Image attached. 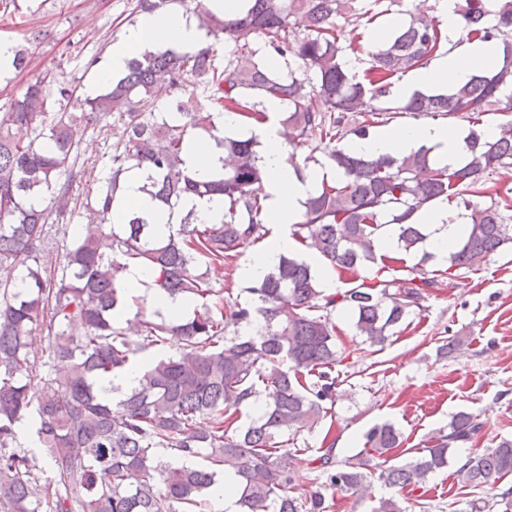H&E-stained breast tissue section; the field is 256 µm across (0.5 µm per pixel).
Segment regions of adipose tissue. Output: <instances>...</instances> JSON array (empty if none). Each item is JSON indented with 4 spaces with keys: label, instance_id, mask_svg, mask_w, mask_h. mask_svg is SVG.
<instances>
[{
    "label": "adipose tissue",
    "instance_id": "ef3b65f1",
    "mask_svg": "<svg viewBox=\"0 0 512 512\" xmlns=\"http://www.w3.org/2000/svg\"><path fill=\"white\" fill-rule=\"evenodd\" d=\"M201 36L198 23L193 17L169 11L142 15L135 24L125 28L120 39L113 44L99 82L87 86L86 96H97L102 83L120 77L128 61L137 54L171 45L193 48ZM498 56L499 50L495 45L478 42L464 44L457 51L439 55L434 64L410 73L395 88L394 93L405 100L417 92L448 90L490 66ZM265 109L270 119L266 124L254 128L253 133L267 160L266 214L272 223L287 227L298 222L303 202L314 192L318 183L332 178L333 172L326 169L307 179H300L296 170L284 158V139L277 120L283 105L280 101L271 100L266 102ZM468 135L469 131L465 128L450 132L443 127L420 123L354 139L348 142L347 148L358 156L378 157L409 154L424 147L429 149L431 157L437 161L456 166L463 161L462 148ZM223 155V149L217 146L213 138L195 135L189 137L183 159L189 171L211 174L220 169ZM189 210L194 211L200 221L208 224L219 223L224 216L223 207L217 200L191 196L181 202L178 211H161L158 216L159 232L168 233L170 226L178 224L180 213ZM422 222L427 235V251L433 253L438 260H447L449 251L464 232V221H449L448 206L441 203L426 211Z\"/></svg>",
    "mask_w": 512,
    "mask_h": 512
}]
</instances>
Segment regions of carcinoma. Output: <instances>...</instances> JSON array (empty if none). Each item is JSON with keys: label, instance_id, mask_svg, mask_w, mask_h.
I'll use <instances>...</instances> for the list:
<instances>
[{"label": "carcinoma", "instance_id": "cac0c4a2", "mask_svg": "<svg viewBox=\"0 0 512 512\" xmlns=\"http://www.w3.org/2000/svg\"><path fill=\"white\" fill-rule=\"evenodd\" d=\"M174 0H134L131 15L168 9ZM357 0H245L235 14L194 8L202 41L193 50L171 47L145 51L127 72L95 98L36 78L0 113V267L10 275L0 284V512H196L215 485V467L241 477L240 512H325V492L367 490L374 481L401 491L425 490L431 475L448 466V451L473 442L484 428L479 416L462 412L428 440L424 453L392 463L400 433L391 423L371 428L363 449L335 457L331 441L318 456L288 450L297 438L328 417L336 401L342 363L336 350V310L350 314L357 335L383 346L396 329L424 310L437 271L411 268L396 275L395 262L424 251L426 235L418 215L438 202L468 212L463 237L449 253L450 267L474 271L491 255L512 245V225L501 203L481 204L484 177L512 167V137L488 140L471 130L463 151L466 164H442L422 148L409 156H352L340 144L345 129L365 137L386 106L392 79L427 64L445 39L440 24L412 15L383 46L369 53L359 79L345 56L336 19L356 10ZM466 40L502 43V61L473 75L446 94L415 93L400 112L474 120L512 112V0H455ZM264 40L270 57L290 58L285 72L264 64L242 69L232 56L253 52ZM231 44L217 65L216 45ZM313 72L314 81L305 73ZM192 81L218 111L247 126L265 123L266 100L285 105L280 124L296 166L299 147L313 143L337 175L321 181L302 203L291 238L320 254L340 275L368 264L392 271L373 284L363 282L326 292L321 272L292 249L254 285L242 303L213 288L212 265L234 270L248 248L267 240L264 158L256 137H218L214 114L179 101L160 111L150 101L159 83ZM118 115L121 126L104 161L94 196L71 205L73 182L82 177L72 126L98 127ZM31 130L28 141L12 127ZM212 137L224 149L221 169L208 180L183 166L187 139ZM150 170L148 194L160 208H176L194 194L215 196L224 209L219 224L184 214L165 238L154 234L151 217L136 208L116 212L122 180ZM93 223L73 237L55 272L37 252L54 226L74 224L82 212ZM395 225L401 256L379 255L374 239ZM156 274L151 302L122 288L131 265ZM163 299L193 305L189 315L172 317ZM135 310L122 324L120 314ZM48 320L53 365L38 376L30 359L39 322ZM81 324L80 335L70 327ZM175 337L179 346L146 364L137 384L116 402L100 397L99 385L128 368L136 356ZM260 405L259 415L237 425L243 406ZM207 416L201 428L197 419ZM29 420L45 456L13 447L15 426ZM205 455L210 465L174 467L157 456ZM304 460L322 479L306 496L295 494L293 464ZM512 475V440L504 439L467 458L456 471L465 487L491 491Z\"/></svg>", "mask_w": 512, "mask_h": 512}]
</instances>
